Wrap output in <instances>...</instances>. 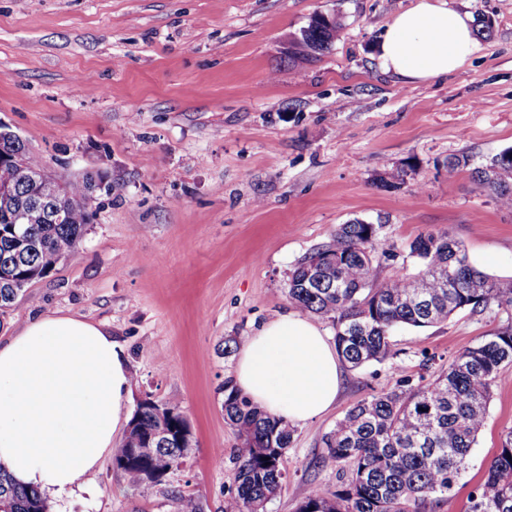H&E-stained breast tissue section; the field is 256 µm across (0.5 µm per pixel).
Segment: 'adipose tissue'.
Returning a JSON list of instances; mask_svg holds the SVG:
<instances>
[{"mask_svg":"<svg viewBox=\"0 0 512 512\" xmlns=\"http://www.w3.org/2000/svg\"><path fill=\"white\" fill-rule=\"evenodd\" d=\"M479 49L470 15L417 0L388 24L379 67L405 83L458 70ZM341 383L336 348L308 318L279 313L243 342L231 384L291 424L330 409ZM125 349L102 326L44 313L0 339V467L55 497L93 494L94 477L129 420Z\"/></svg>","mask_w":512,"mask_h":512,"instance_id":"adipose-tissue-1","label":"adipose tissue"}]
</instances>
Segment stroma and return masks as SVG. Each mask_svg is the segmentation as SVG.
<instances>
[{
  "instance_id": "35a3bbf8",
  "label": "stroma",
  "mask_w": 512,
  "mask_h": 512,
  "mask_svg": "<svg viewBox=\"0 0 512 512\" xmlns=\"http://www.w3.org/2000/svg\"><path fill=\"white\" fill-rule=\"evenodd\" d=\"M447 2L491 19L492 34L447 77L406 86L375 46L415 0H0V123L53 177L112 183L78 249L15 301L0 336L46 312L102 324L127 350L133 400L178 403L194 441L160 484L130 486L104 458L93 497L48 498L49 512H177V491L222 512L239 444L222 408L237 360L224 342L290 309L291 269L340 225H379L382 282L417 272L410 243L442 231L512 279V209L444 166L512 147V0ZM320 13L340 17L338 40L297 53ZM508 317L493 303L400 327L392 356L344 368L335 406L294 427L266 512H297L313 487L335 492L338 472L319 458L349 407L437 374ZM510 427L512 367L433 512H463Z\"/></svg>"
}]
</instances>
